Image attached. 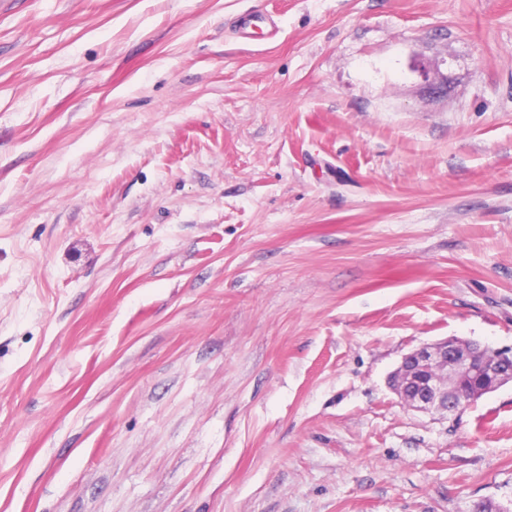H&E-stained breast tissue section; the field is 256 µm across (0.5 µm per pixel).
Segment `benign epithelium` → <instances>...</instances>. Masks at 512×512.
I'll list each match as a JSON object with an SVG mask.
<instances>
[{"mask_svg":"<svg viewBox=\"0 0 512 512\" xmlns=\"http://www.w3.org/2000/svg\"><path fill=\"white\" fill-rule=\"evenodd\" d=\"M463 379L473 386L462 388ZM507 383H512V348L493 349L458 338L411 351L389 377L391 390L407 407L440 414L458 413Z\"/></svg>","mask_w":512,"mask_h":512,"instance_id":"1","label":"benign epithelium"}]
</instances>
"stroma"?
I'll list each match as a JSON object with an SVG mask.
<instances>
[{"instance_id": "1", "label": "stroma", "mask_w": 512, "mask_h": 512, "mask_svg": "<svg viewBox=\"0 0 512 512\" xmlns=\"http://www.w3.org/2000/svg\"><path fill=\"white\" fill-rule=\"evenodd\" d=\"M449 337L512 347V0H0V512H512V384L388 385Z\"/></svg>"}]
</instances>
